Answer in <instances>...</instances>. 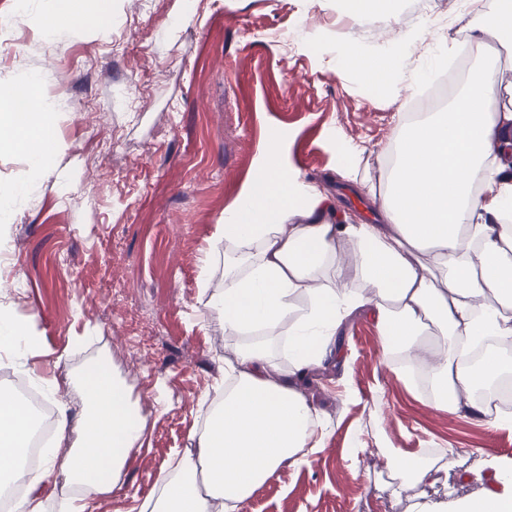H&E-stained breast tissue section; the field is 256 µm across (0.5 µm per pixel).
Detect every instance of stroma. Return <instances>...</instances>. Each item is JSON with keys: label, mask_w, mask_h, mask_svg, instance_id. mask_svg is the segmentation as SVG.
<instances>
[{"label": "stroma", "mask_w": 512, "mask_h": 512, "mask_svg": "<svg viewBox=\"0 0 512 512\" xmlns=\"http://www.w3.org/2000/svg\"><path fill=\"white\" fill-rule=\"evenodd\" d=\"M188 7L180 22L178 0H127L96 38H46L18 16L0 40V89L38 74L58 141L0 242L9 286L0 303L39 333L30 364L52 408L78 417L74 381L102 366L143 422L139 447L91 512H144L224 390V359L246 338L225 335L209 303L224 287L215 227L254 178L270 133L284 135L285 160L338 213L374 219L379 199L361 181L384 186L380 157L400 115L468 55L493 0L454 13L448 0H399L357 21L341 0ZM385 26L419 37L395 79L374 88L339 51L352 43L385 58L376 36ZM336 349L295 382L322 424L316 452L281 467L243 512H417L505 492L498 464L512 460V426L444 410L408 382L383 350L374 305L345 320ZM431 448L439 471L394 493L385 455L423 459Z\"/></svg>", "instance_id": "stroma-1"}]
</instances>
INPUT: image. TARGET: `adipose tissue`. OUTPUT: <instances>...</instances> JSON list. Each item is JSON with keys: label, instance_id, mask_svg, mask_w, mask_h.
I'll list each match as a JSON object with an SVG mask.
<instances>
[{"label": "adipose tissue", "instance_id": "ef3b65f1", "mask_svg": "<svg viewBox=\"0 0 512 512\" xmlns=\"http://www.w3.org/2000/svg\"><path fill=\"white\" fill-rule=\"evenodd\" d=\"M122 0H91L74 11L71 0H44V36L78 27L104 33ZM490 71L474 70L443 111L400 118L384 155L387 177L380 223H332L331 201L304 184L282 160V137L272 134L264 160L242 201L216 229L224 241V288L212 307L224 315V333L243 335L290 325L293 336L288 376L268 377L273 359L264 342L236 349L225 361L221 401L195 437V450L159 479L153 512H239L254 490L283 465L300 466L315 451L316 410L293 387V379L332 352L336 333L351 311L373 304L385 352L418 380L415 351L431 349L430 392L436 405L454 411L463 396L494 386L512 372L503 353L490 349L472 362L467 343L488 337L512 339V181L499 177L491 159L512 127V99L495 108L482 100ZM38 142L29 153L38 171L57 141L44 112H15L0 100V131ZM357 256L363 288H310L322 272L339 265L338 239ZM426 253L427 266L414 257ZM308 291L304 310L294 297ZM40 350L34 333L19 327L0 304V354L24 360ZM83 413L72 422L57 417L60 439L74 438L71 453L46 452L31 488L61 473L80 495L65 499L64 512H88L90 502L112 489V473L128 461L142 424L114 376L102 370L81 380ZM28 411L0 397V479L24 476L18 458L31 434Z\"/></svg>", "mask_w": 512, "mask_h": 512}]
</instances>
